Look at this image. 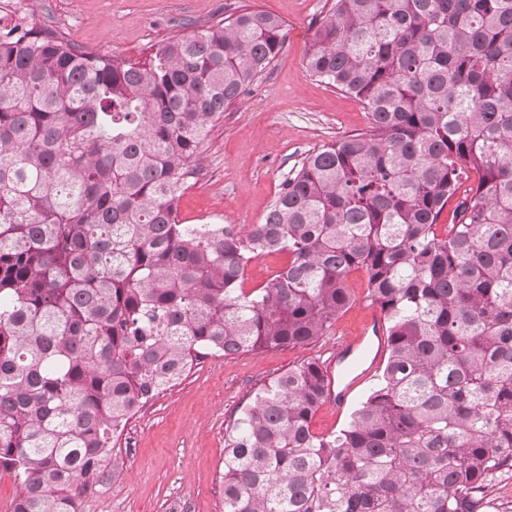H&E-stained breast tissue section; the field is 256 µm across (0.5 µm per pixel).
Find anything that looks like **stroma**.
<instances>
[{"label": "stroma", "mask_w": 512, "mask_h": 512, "mask_svg": "<svg viewBox=\"0 0 512 512\" xmlns=\"http://www.w3.org/2000/svg\"><path fill=\"white\" fill-rule=\"evenodd\" d=\"M250 6L284 19L288 41L241 102L215 122L198 175L184 190L179 219L211 217L245 228L260 223L279 184L321 146L366 128L354 97L312 76L306 54L329 0H34L42 22L83 50L139 59L187 23L205 26ZM355 302L329 336L306 347L245 352L197 361L175 386L135 415L125 431L133 456L118 478L83 497L80 512H170L189 498L192 512H224V436L254 393L310 358L326 360L336 337L360 332L373 307L365 271L347 277Z\"/></svg>", "instance_id": "obj_1"}]
</instances>
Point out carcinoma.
<instances>
[{
  "label": "carcinoma",
  "instance_id": "carcinoma-1",
  "mask_svg": "<svg viewBox=\"0 0 512 512\" xmlns=\"http://www.w3.org/2000/svg\"><path fill=\"white\" fill-rule=\"evenodd\" d=\"M287 33L246 7L131 60L30 10L0 22L11 512H78L139 404L197 360L322 340L355 269L389 339L376 385L326 434L319 361L260 388L226 429L224 512L489 509L512 463V0H333L307 69L367 129L309 153L246 231L181 223L212 124ZM275 253L281 274L245 290L251 259Z\"/></svg>",
  "mask_w": 512,
  "mask_h": 512
}]
</instances>
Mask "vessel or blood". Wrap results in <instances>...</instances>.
<instances>
[{"label": "vessel or blood", "mask_w": 512, "mask_h": 512, "mask_svg": "<svg viewBox=\"0 0 512 512\" xmlns=\"http://www.w3.org/2000/svg\"><path fill=\"white\" fill-rule=\"evenodd\" d=\"M386 350L383 323L375 316L367 319L357 335L337 339L322 364L332 408L343 410L353 393L373 377Z\"/></svg>", "instance_id": "obj_1"}]
</instances>
